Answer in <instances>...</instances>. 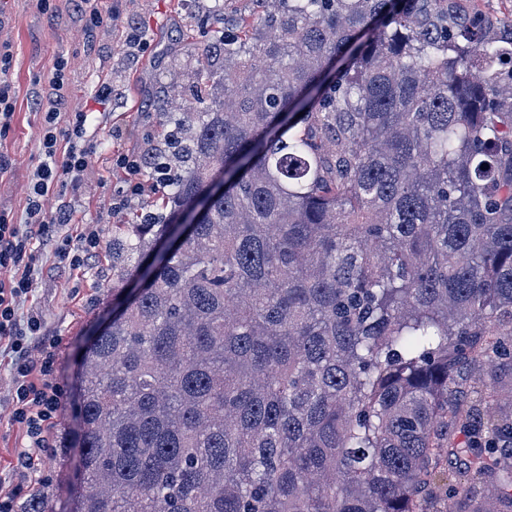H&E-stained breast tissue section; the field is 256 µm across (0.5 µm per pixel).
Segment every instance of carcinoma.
<instances>
[{"label":"carcinoma","instance_id":"1","mask_svg":"<svg viewBox=\"0 0 512 512\" xmlns=\"http://www.w3.org/2000/svg\"><path fill=\"white\" fill-rule=\"evenodd\" d=\"M252 2L112 230L71 512H512V20Z\"/></svg>","mask_w":512,"mask_h":512}]
</instances>
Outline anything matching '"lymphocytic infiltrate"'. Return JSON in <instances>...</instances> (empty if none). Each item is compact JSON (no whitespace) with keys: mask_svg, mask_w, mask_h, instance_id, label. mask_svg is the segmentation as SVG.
I'll return each instance as SVG.
<instances>
[{"mask_svg":"<svg viewBox=\"0 0 512 512\" xmlns=\"http://www.w3.org/2000/svg\"><path fill=\"white\" fill-rule=\"evenodd\" d=\"M68 62L57 58L49 88L40 94L35 110L40 116L39 163L34 168L23 221L14 222L0 214V268L11 269L9 282L0 281V342L14 353L15 408L12 418L23 424L35 445H43L50 420L63 404V394L52 380L53 357L41 361L29 356L28 339L42 333L38 317L19 321L18 308L36 286L38 271L29 252L34 240L53 243L55 258L69 269H80L100 246L99 235L79 233L58 237L57 228L70 223L75 210L70 197L78 191L84 173L97 153V146L86 139L88 115L73 113L68 127L59 119L67 98ZM55 197L56 209L46 200Z\"/></svg>","mask_w":512,"mask_h":512,"instance_id":"obj_1","label":"lymphocytic infiltrate"}]
</instances>
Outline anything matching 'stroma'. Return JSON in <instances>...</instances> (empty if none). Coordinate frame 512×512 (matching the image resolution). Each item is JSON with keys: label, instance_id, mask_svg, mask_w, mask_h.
<instances>
[{"label": "stroma", "instance_id": "stroma-1", "mask_svg": "<svg viewBox=\"0 0 512 512\" xmlns=\"http://www.w3.org/2000/svg\"><path fill=\"white\" fill-rule=\"evenodd\" d=\"M52 2L57 7L52 17L37 9L36 0H7L0 12V42L10 43L13 51L6 79L16 96L12 128L0 137V154L10 161L8 172L0 175V211L17 218L24 212L39 156L34 80L49 77L55 58H67L68 109L90 110L88 129L98 153L65 230L97 232L102 248L79 273L54 267L47 251H39L45 272L22 307L39 315L57 339L56 381L66 404L49 430L55 441L74 425L69 402L78 384L81 347L112 311V228L128 223L133 214L159 211L162 203V191L145 167L138 175L142 193L132 196L125 209L114 210L113 199L129 180L118 159L142 157L161 147L164 132L158 114L166 108L167 87H177L178 105L199 109L192 93L191 61L205 44L223 35L225 18L247 15L252 5L250 0H106L111 21L88 34L75 0ZM13 397L11 358L0 354V487L20 488L15 507L41 493L54 512H69L68 489L56 478L61 461L56 449L38 453L33 469L17 467L26 438L24 428L11 419Z\"/></svg>", "mask_w": 512, "mask_h": 512}]
</instances>
